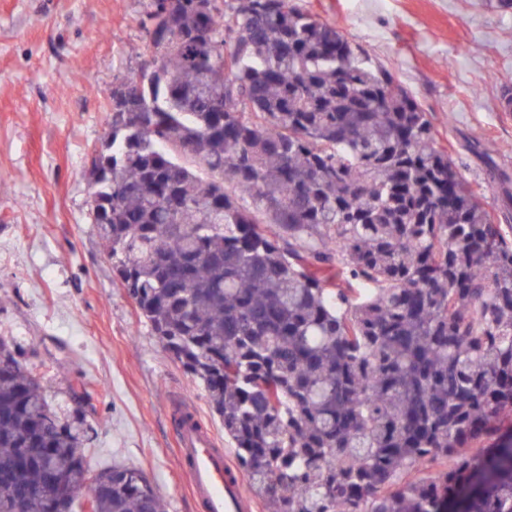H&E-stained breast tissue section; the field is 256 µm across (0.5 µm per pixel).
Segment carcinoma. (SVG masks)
Here are the masks:
<instances>
[{"label":"carcinoma","instance_id":"1","mask_svg":"<svg viewBox=\"0 0 512 512\" xmlns=\"http://www.w3.org/2000/svg\"><path fill=\"white\" fill-rule=\"evenodd\" d=\"M143 28L161 65L112 106L89 220L255 494L512 512V238L427 113L293 0H151ZM43 379L0 336V512H164L142 470L89 469L84 379L65 417Z\"/></svg>","mask_w":512,"mask_h":512}]
</instances>
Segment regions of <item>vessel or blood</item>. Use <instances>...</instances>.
<instances>
[{"label":"vessel or blood","mask_w":512,"mask_h":512,"mask_svg":"<svg viewBox=\"0 0 512 512\" xmlns=\"http://www.w3.org/2000/svg\"><path fill=\"white\" fill-rule=\"evenodd\" d=\"M178 460L204 512H253L241 473L224 460L212 433L192 421L177 433Z\"/></svg>","instance_id":"obj_1"}]
</instances>
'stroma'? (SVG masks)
Masks as SVG:
<instances>
[{"mask_svg": "<svg viewBox=\"0 0 512 512\" xmlns=\"http://www.w3.org/2000/svg\"><path fill=\"white\" fill-rule=\"evenodd\" d=\"M389 69L512 237V9L486 0H295ZM149 0H0V336L94 391L90 469H141L166 512H202L174 447L177 419L231 443L192 376L139 320L88 219L90 159L110 91L143 66Z\"/></svg>", "mask_w": 512, "mask_h": 512, "instance_id": "1", "label": "stroma"}]
</instances>
